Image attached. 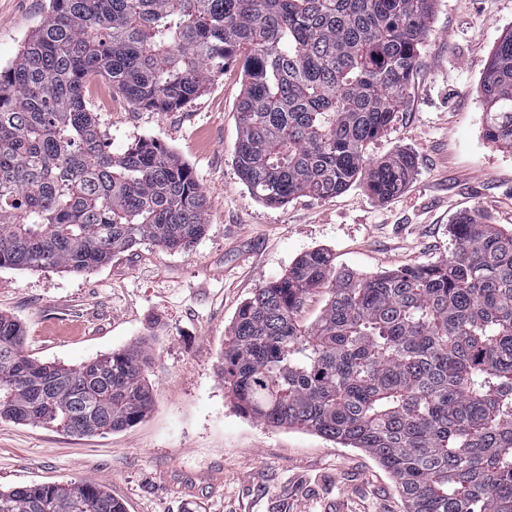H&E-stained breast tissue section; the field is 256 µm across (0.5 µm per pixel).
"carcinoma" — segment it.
<instances>
[{
  "instance_id": "obj_1",
  "label": "carcinoma",
  "mask_w": 512,
  "mask_h": 512,
  "mask_svg": "<svg viewBox=\"0 0 512 512\" xmlns=\"http://www.w3.org/2000/svg\"><path fill=\"white\" fill-rule=\"evenodd\" d=\"M434 0H51L0 70V267L80 273L149 242L191 251L206 232L192 172L151 140L121 153L88 108L96 76L132 104L180 109L229 61L245 77L235 163L268 205L362 183L400 192L414 158L366 146L404 103ZM486 138L512 151V32L479 89ZM451 258L359 275L324 249L256 289L222 376L245 416L359 448L405 512H512V232L474 214ZM326 294L318 319L298 314ZM141 344L78 366L27 354L0 314V419L76 435L151 410ZM0 512H125L81 480L0 489Z\"/></svg>"
}]
</instances>
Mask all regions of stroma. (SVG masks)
I'll list each match as a JSON object with an SVG mask.
<instances>
[{"label": "stroma", "mask_w": 512, "mask_h": 512, "mask_svg": "<svg viewBox=\"0 0 512 512\" xmlns=\"http://www.w3.org/2000/svg\"><path fill=\"white\" fill-rule=\"evenodd\" d=\"M48 5L0 0V68ZM509 32L512 0H435L404 104L366 150L415 159L387 200L361 184L280 207L255 199L235 167L234 61L185 108L95 112L112 151L151 139L187 164L208 201L207 232L187 253L143 243L80 274L0 267V313L20 323L28 354L79 365L144 343L154 399L138 423L93 436L0 419V488L90 481L125 512H404L395 480L364 451L241 414L221 374L225 333L257 288L313 250L376 273L452 257L463 212L512 230V152L485 138L478 94Z\"/></svg>", "instance_id": "stroma-1"}]
</instances>
